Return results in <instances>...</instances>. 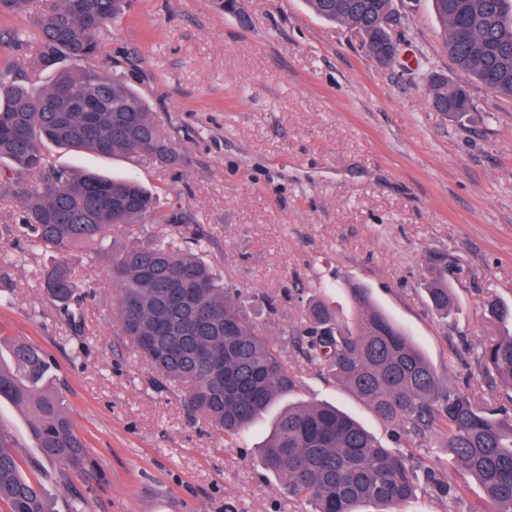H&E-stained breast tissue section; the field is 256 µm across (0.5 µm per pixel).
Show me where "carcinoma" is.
Segmentation results:
<instances>
[{
	"label": "carcinoma",
	"instance_id": "cac0c4a2",
	"mask_svg": "<svg viewBox=\"0 0 512 512\" xmlns=\"http://www.w3.org/2000/svg\"><path fill=\"white\" fill-rule=\"evenodd\" d=\"M319 17L360 34L392 13L391 0H306ZM448 56L466 78L494 94L512 92V0H433ZM127 0H0V13H32L33 30H15L8 41L31 51L35 70H55L52 84L27 85L8 64L0 67V165L39 178L11 191L19 203L27 248L56 255L79 245L104 248L110 227L149 224L151 240L112 248L114 310L120 335L160 383L187 389L190 409L228 437L245 432L275 402L297 387L294 372L243 311L235 289L224 285L195 251L203 235L160 211L159 199L131 178L75 172L50 164L45 146L105 156L147 155L162 166L178 162L146 100L116 72L92 64L103 36L125 14ZM432 107L448 112L471 104L466 86L442 74L427 76ZM102 101L86 113L70 101ZM191 288L176 298L170 281ZM48 297L74 317L77 282L59 262L40 281ZM440 315L454 313L456 299L444 273L425 288ZM360 317L340 318L320 299L296 330L306 357L323 365L340 387L364 400L393 427L405 449L382 446L335 406L297 404L277 418L259 447V461L287 485L293 501L312 512H402L420 489L418 473L438 484L434 470L415 455L416 443L434 437L465 481L441 487L460 500L470 482L481 491L471 512H512V418L499 397L471 395L444 384L409 334L377 307L369 289H351ZM484 316L502 328L483 345L478 365L502 384L512 401V303L493 298ZM51 364L26 342L0 338V401L24 415L43 463L68 480L87 473L84 439L75 429L63 393L53 386ZM8 425L0 420V512H54L42 488L43 472L27 476Z\"/></svg>",
	"mask_w": 512,
	"mask_h": 512
}]
</instances>
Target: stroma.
Returning <instances> with one entry per match:
<instances>
[{
  "instance_id": "stroma-1",
  "label": "stroma",
  "mask_w": 512,
  "mask_h": 512,
  "mask_svg": "<svg viewBox=\"0 0 512 512\" xmlns=\"http://www.w3.org/2000/svg\"><path fill=\"white\" fill-rule=\"evenodd\" d=\"M392 8L401 52L381 66L359 33L305 0H238L234 13L224 0H130L103 55L156 113L177 165L47 149L56 166L158 192L164 213L209 239L202 258L226 284L273 301L251 315L297 376L293 401L334 404L389 448L390 426L294 345L308 301L328 298L351 320L350 288H369L442 381L481 395L495 385L476 356L500 333L483 303L512 301V97L474 82L464 117L434 111L428 73L459 72L432 0ZM18 179L0 168V245L23 235L9 192ZM146 232L116 227L110 248L69 254L88 289L77 323L39 286L52 255L0 266V336L48 354L86 442L89 479L44 480L52 506L65 512L80 496L86 512H309L257 461L271 416L225 438L119 335L112 249ZM439 267L456 295L449 320L423 292Z\"/></svg>"
}]
</instances>
